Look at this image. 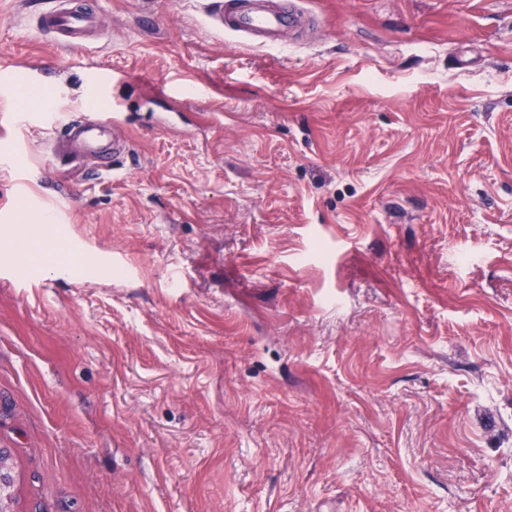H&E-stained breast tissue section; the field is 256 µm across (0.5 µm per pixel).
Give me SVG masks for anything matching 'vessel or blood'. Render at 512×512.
I'll use <instances>...</instances> for the list:
<instances>
[{
	"mask_svg": "<svg viewBox=\"0 0 512 512\" xmlns=\"http://www.w3.org/2000/svg\"><path fill=\"white\" fill-rule=\"evenodd\" d=\"M212 7L227 30L257 47L277 45L282 35L297 28L303 18V11L294 0L289 5L280 4L279 0H214ZM103 27L101 7H88L84 0H45L37 15L38 31L63 47H87L99 38ZM121 109L117 102L112 111L83 121L44 114V121L58 126L61 132L54 145L55 155L66 157L69 143L75 141L83 157L94 159L97 174L118 172V157L131 151L130 140L117 120Z\"/></svg>",
	"mask_w": 512,
	"mask_h": 512,
	"instance_id": "vessel-or-blood-1",
	"label": "vessel or blood"
}]
</instances>
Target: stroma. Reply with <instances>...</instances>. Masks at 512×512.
Returning a JSON list of instances; mask_svg holds the SVG:
<instances>
[{"instance_id":"1","label":"stroma","mask_w":512,"mask_h":512,"mask_svg":"<svg viewBox=\"0 0 512 512\" xmlns=\"http://www.w3.org/2000/svg\"><path fill=\"white\" fill-rule=\"evenodd\" d=\"M0 0L9 512H512V0H300L258 49L200 0H100L87 49ZM99 178L23 112H108ZM93 256L97 277L53 272Z\"/></svg>"}]
</instances>
